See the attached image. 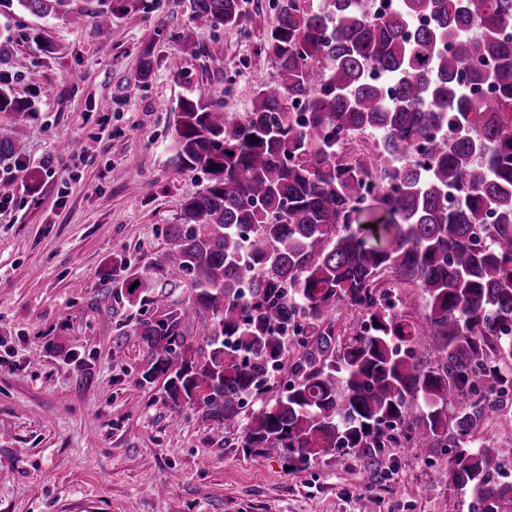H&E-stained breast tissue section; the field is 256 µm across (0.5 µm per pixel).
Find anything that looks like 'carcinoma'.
I'll return each mask as SVG.
<instances>
[{
  "label": "carcinoma",
  "mask_w": 512,
  "mask_h": 512,
  "mask_svg": "<svg viewBox=\"0 0 512 512\" xmlns=\"http://www.w3.org/2000/svg\"><path fill=\"white\" fill-rule=\"evenodd\" d=\"M69 2L17 0L39 17ZM268 7L277 77L237 121L181 99L174 159L207 184L151 272L112 255L113 293L149 311L128 332L148 356L140 382L163 379L174 411L200 408L244 453L295 470L336 453L379 468L401 440L445 452L437 480L471 492V512H512V443L476 438L512 425V0ZM244 16V0H192L201 30ZM27 110L0 74V113ZM366 133L375 149L355 150ZM186 277L188 305L157 291ZM403 288L419 316L390 300ZM338 307L360 323L341 327ZM274 368L287 382L269 401ZM249 398L261 407L245 415Z\"/></svg>",
  "instance_id": "cac0c4a2"
}]
</instances>
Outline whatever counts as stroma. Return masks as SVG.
<instances>
[{"label": "stroma", "mask_w": 512, "mask_h": 512, "mask_svg": "<svg viewBox=\"0 0 512 512\" xmlns=\"http://www.w3.org/2000/svg\"><path fill=\"white\" fill-rule=\"evenodd\" d=\"M248 10L237 30L199 31L190 0H73L58 18L0 0V72L33 107L0 113V141H20L33 169L56 168L33 183L0 161L15 186L0 208V512H469V495L436 480L446 455L400 444L381 477L339 455L292 472L138 381L147 355L124 333L138 311L113 298L105 265L120 253L150 270L206 183L172 159L180 99L203 94L238 119L276 76L262 51L275 15L267 0Z\"/></svg>", "instance_id": "35a3bbf8"}]
</instances>
